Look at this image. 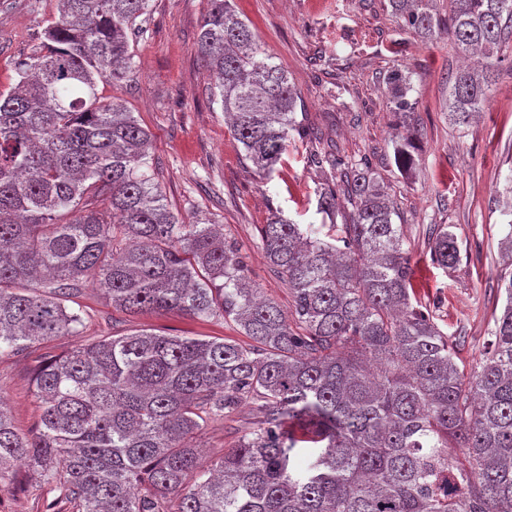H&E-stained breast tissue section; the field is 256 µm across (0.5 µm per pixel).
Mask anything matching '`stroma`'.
I'll list each match as a JSON object with an SVG mask.
<instances>
[{
	"instance_id": "35a3bbf8",
	"label": "stroma",
	"mask_w": 512,
	"mask_h": 512,
	"mask_svg": "<svg viewBox=\"0 0 512 512\" xmlns=\"http://www.w3.org/2000/svg\"><path fill=\"white\" fill-rule=\"evenodd\" d=\"M234 6L287 71L321 141L291 138L276 171L256 174L195 52L208 0H150L130 81H102L97 91L101 100L122 102L149 130L154 176L166 203L187 220L221 225L241 247L256 286L287 308L288 287L259 246L262 224L275 209L298 224L321 223L316 192L334 174L310 162L312 151L369 167L399 215L417 299L444 332L463 337L461 356L472 361L494 327L497 274L505 266L500 242L512 229L503 213L512 184V43L500 53L488 107L469 125L456 126L445 114L462 54L446 34L425 39L407 30L388 0H234ZM55 16L56 0H0V92L17 87L21 63L38 51ZM394 71L411 78L408 100L419 129L415 165L407 174L394 161L392 137L401 118L386 89ZM434 224L447 225L461 247L454 268L431 261ZM79 301L86 315L76 333L0 357V402L20 433H31L39 421L32 377L45 355L137 327L202 338L236 333L219 319L125 315L89 287ZM251 420L245 404L208 424L201 436L208 460L233 447ZM41 508L28 465L16 466L12 484L0 493V512Z\"/></svg>"
}]
</instances>
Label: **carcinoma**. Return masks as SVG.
<instances>
[{
  "label": "carcinoma",
  "instance_id": "carcinoma-1",
  "mask_svg": "<svg viewBox=\"0 0 512 512\" xmlns=\"http://www.w3.org/2000/svg\"><path fill=\"white\" fill-rule=\"evenodd\" d=\"M149 0H56L58 18L0 93V357L75 333L81 286L118 311L220 317L249 342L135 329L47 359L33 376L42 409L19 433L0 403V489L11 465L38 475L44 512H512V270L481 361L421 309L387 193L368 168L317 191L316 211L344 223L296 224L273 212L260 246L288 286L283 310L261 296L238 247L216 224L164 203L151 135L100 81L133 73ZM390 0L414 33L448 31L498 63L512 0ZM195 51L214 101L255 171L268 175L292 134L298 94L231 0H209ZM410 117V78H387ZM449 119L490 102L488 77L454 76ZM414 128L395 163L414 166ZM431 261H461L433 232ZM249 402L259 415L218 465L197 448L204 426Z\"/></svg>",
  "mask_w": 512,
  "mask_h": 512
}]
</instances>
